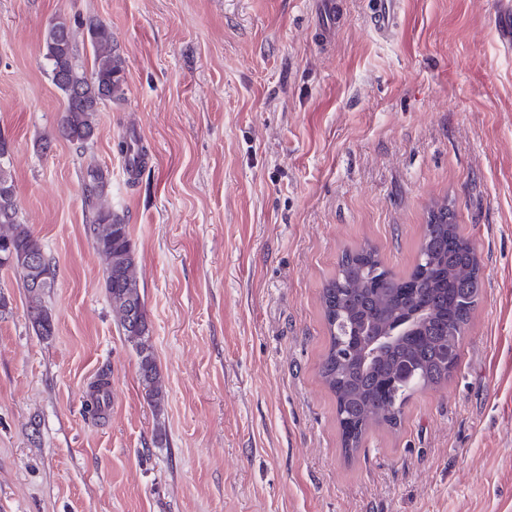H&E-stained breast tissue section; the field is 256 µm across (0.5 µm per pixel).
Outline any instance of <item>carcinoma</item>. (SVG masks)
<instances>
[{
	"mask_svg": "<svg viewBox=\"0 0 512 512\" xmlns=\"http://www.w3.org/2000/svg\"><path fill=\"white\" fill-rule=\"evenodd\" d=\"M87 36L93 52L91 74L76 64L77 44L71 26L60 20L46 28L43 56L53 84L62 92L65 110L58 134L79 146L95 135L96 112L106 100L123 94L124 61L115 52L110 29L89 23ZM106 176L96 165L83 174L87 230L106 257V291L119 328L140 358V373L147 401L155 408L163 388L152 347L144 302L140 293L135 252L124 218L100 203ZM0 246L11 247L0 270H11L29 295L28 311L41 336H48L52 317L42 298L52 287L53 265L44 245L24 224L15 201L10 170L0 166ZM38 255L42 287L29 285L30 260ZM483 288L475 248L462 233L448 204L434 205L427 217L412 272L400 277L388 270L371 249L346 252L336 275L322 288L321 304L330 333L321 365V377L336 398V415L344 450H358L369 427L400 423L402 408L419 388L448 378L458 355L445 357L448 336L455 345L470 320ZM136 302L140 325L124 321ZM376 333L394 334V340L368 357L366 348Z\"/></svg>",
	"mask_w": 512,
	"mask_h": 512,
	"instance_id": "obj_1",
	"label": "carcinoma"
}]
</instances>
